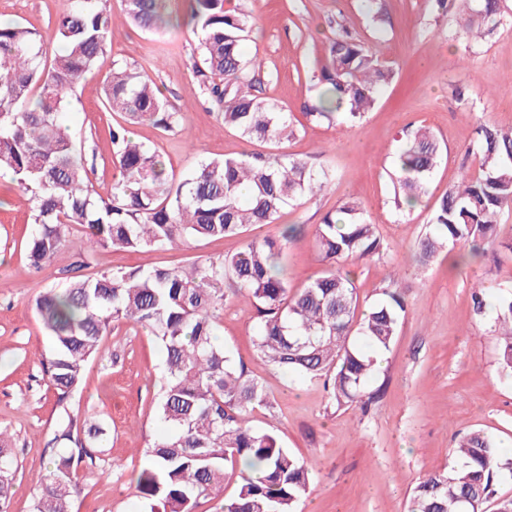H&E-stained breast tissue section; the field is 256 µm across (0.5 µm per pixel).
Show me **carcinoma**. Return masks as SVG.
<instances>
[{
  "mask_svg": "<svg viewBox=\"0 0 512 512\" xmlns=\"http://www.w3.org/2000/svg\"><path fill=\"white\" fill-rule=\"evenodd\" d=\"M108 0H70L55 22L60 45L52 61L43 37L21 24H0V168L11 170L36 201L35 231L26 246L31 265L50 264L74 226L90 248L148 251L197 245L243 235L250 226L272 224L283 208L328 186L334 175L315 171L286 152L245 153L211 159L176 178L159 157L132 140L126 127L109 131L118 164L112 194L93 189L89 170L61 121L70 92L112 41ZM190 23L199 35L198 72L222 79L211 88L221 109V128L249 142L279 145L294 136L289 113L253 93L251 68L242 53L246 20L228 0H189ZM502 0H463V38L493 31ZM126 17L140 28L165 23L159 0H124ZM396 73L364 42L340 26L331 40L321 81L325 90L309 115L338 119L351 127L373 107L376 94ZM105 105L125 121H149L170 131L178 112L153 81L126 64L113 63L104 89ZM482 175L465 177L433 210L429 231L414 249L422 266L458 246L477 251L499 214L512 208V130L481 124L466 148ZM441 157L440 143L426 127L408 135L392 177L398 209L411 208L425 194ZM301 233L284 225L279 237L246 241L232 255H197L183 266L117 269L71 280L35 299L51 348L42 358L58 403L83 381L114 322L146 330L165 353L157 418L162 424L145 454L150 464L136 477L149 512H196L200 501L219 496L226 468L243 460L259 476H241L235 494L219 512H295L307 493L312 467L284 448L270 431L247 427L244 416L270 405L242 359L214 342L228 297L249 300L258 312L255 350L273 367L299 379H319L337 407L371 401L367 386L390 350L404 309L395 291L357 315L356 286L339 263L379 250L377 225L354 200L326 214L314 231V245L328 265L324 275L292 289L279 261ZM499 326L500 366L512 379V296L493 305ZM97 420L65 414L55 442L63 445L52 469L37 486L36 512H72L84 489L74 479L78 466L93 463L103 447ZM457 463L422 478L410 512H482L495 480L512 473L492 437L474 430L454 452ZM8 440L0 430V512H7L12 488Z\"/></svg>",
  "mask_w": 512,
  "mask_h": 512,
  "instance_id": "1",
  "label": "carcinoma"
}]
</instances>
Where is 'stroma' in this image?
I'll return each mask as SVG.
<instances>
[{
  "instance_id": "1",
  "label": "stroma",
  "mask_w": 512,
  "mask_h": 512,
  "mask_svg": "<svg viewBox=\"0 0 512 512\" xmlns=\"http://www.w3.org/2000/svg\"><path fill=\"white\" fill-rule=\"evenodd\" d=\"M232 5L247 20L245 59L262 62L255 72L259 96L292 119L288 153L336 173L320 194L287 206L280 222L252 226L251 236L278 235L285 224L304 226V235L282 260L290 286L301 288L325 270L313 246L316 225L340 201L360 202L380 237L377 254L348 267L360 304H373L386 290L400 292L405 304L398 335L368 385L374 398L364 410L332 406L321 383H303L275 370L253 348L255 307L230 299L219 339L243 359L271 400L247 414L246 423L276 433L293 455L312 464L309 491L295 512H407L416 483L449 467L456 443L472 430L492 435L512 457V380L499 373L497 337L472 296L479 281L490 302L512 291V209L504 211L496 237L481 242L476 259L452 266L441 257L421 267L412 258L435 202L463 171L479 168L465 153L478 124L512 128V0H504L492 34L473 46L456 35L458 5L441 11L433 0H378L376 18L365 0H232ZM109 6L112 40L62 115L100 196L112 191L109 130L122 121L103 106V87L116 61L148 72L179 113L178 126L169 132L147 121L129 128L174 175L207 158L264 151V144L218 129L210 81L193 68L200 49L191 27L143 31L126 24L123 0H110ZM65 7V0H0V21L49 37ZM341 24L396 71L353 128L306 114L322 91L327 47ZM423 126L434 131L442 156L427 194L403 212L394 203L390 175L403 133ZM33 206L30 192L13 177L0 176V429L9 436L15 468L8 512H34L36 482L50 466L65 412L99 417L107 429L99 460L76 473L84 495L73 502V512H139L130 474L144 464L143 451L159 430L161 346L142 329L113 323L82 384L59 405L41 364L50 341L32 300L79 275L182 265L196 252L217 258L236 252L242 241H207L196 251L90 250L75 230L52 263L38 270L26 255Z\"/></svg>"
}]
</instances>
